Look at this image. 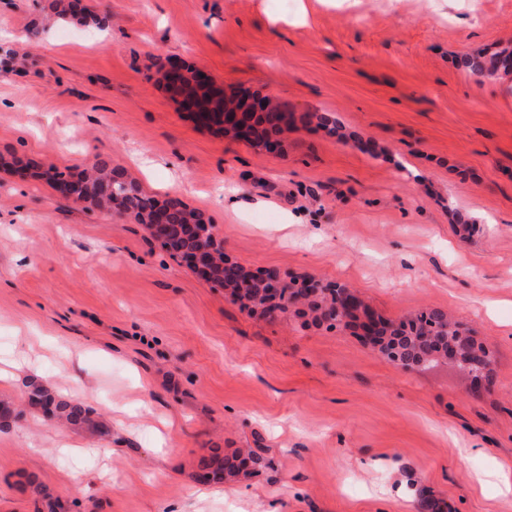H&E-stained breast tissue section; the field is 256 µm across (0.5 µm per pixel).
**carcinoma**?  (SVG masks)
<instances>
[{
  "mask_svg": "<svg viewBox=\"0 0 512 512\" xmlns=\"http://www.w3.org/2000/svg\"><path fill=\"white\" fill-rule=\"evenodd\" d=\"M51 10L53 15L82 26L104 28L109 24L107 18L91 13L85 7L76 9L73 0H53ZM459 66L480 79L496 78L500 73L512 70V47H503L488 57L480 53L466 55L460 58ZM189 96L201 112L220 111L221 100L213 99L207 88L194 89ZM90 178L94 186L106 180L112 181V161L96 159ZM124 193L123 185L117 183L110 195L98 197L92 193L86 202L110 210L112 201ZM155 203L156 198L143 194L128 200L126 207L135 210V217L140 219L142 211L153 208ZM167 238L176 249L193 250L198 245L196 236L186 232L178 218L169 226ZM219 259L224 262V267L217 269L216 274L224 278L232 299L251 313L274 321L292 309L309 317L317 326L351 331L364 344L378 349L387 360L406 370H426L443 363L462 372L467 371L476 379L492 381V361L487 350L474 339L466 324L452 319L446 311L422 309L398 319H389L372 310L356 291L345 285L313 278H292L271 290L259 279L246 278L244 267L239 263L222 255ZM463 346L477 349L485 355V360L462 366L452 359V349ZM29 401L51 408L52 416L70 425L93 424L89 412L81 404L58 399L44 388H34L29 394ZM242 457L237 454L222 461L215 460L203 467L200 477L211 483L225 476H235L241 472L235 461ZM243 458L249 462L248 473H258L267 467L265 458L256 450H248Z\"/></svg>",
  "mask_w": 512,
  "mask_h": 512,
  "instance_id": "obj_1",
  "label": "carcinoma"
}]
</instances>
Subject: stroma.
<instances>
[{"instance_id": "stroma-1", "label": "stroma", "mask_w": 512, "mask_h": 512, "mask_svg": "<svg viewBox=\"0 0 512 512\" xmlns=\"http://www.w3.org/2000/svg\"><path fill=\"white\" fill-rule=\"evenodd\" d=\"M83 2L105 30L0 0V45L32 57L0 75V367L21 368L0 387V512H40L36 483L58 512H417L422 492L512 512V96L456 65L512 43V0ZM172 65L294 121L274 149L226 136L172 98ZM99 157L202 212L245 267L346 284L392 319L454 314L492 384L252 314L133 215L14 173ZM36 386L83 394L103 431L31 407ZM254 447L270 469L197 481Z\"/></svg>"}]
</instances>
